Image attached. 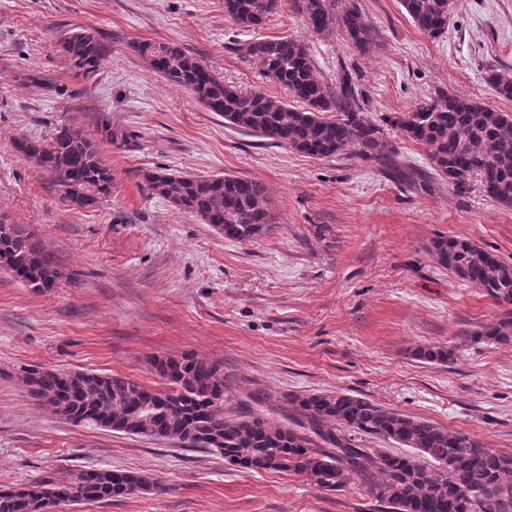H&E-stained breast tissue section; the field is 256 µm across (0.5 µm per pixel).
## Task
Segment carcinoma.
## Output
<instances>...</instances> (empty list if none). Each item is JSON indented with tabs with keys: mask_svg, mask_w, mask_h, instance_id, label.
<instances>
[{
	"mask_svg": "<svg viewBox=\"0 0 512 512\" xmlns=\"http://www.w3.org/2000/svg\"><path fill=\"white\" fill-rule=\"evenodd\" d=\"M315 34L334 32L361 51L374 44V28L356 0L336 14L337 0H295ZM413 24L438 38L448 29L451 0H400ZM279 0H224V15L248 29L263 26ZM76 76H96L112 46L94 27H77L59 41ZM129 50L147 58L169 83L186 89L208 111L274 145L317 158L348 151L397 171L396 150L384 130L365 115L349 76L336 91L320 80L306 44L298 39H256L243 53L257 61L267 78L284 86L297 108L260 91L224 84L217 74L175 43L133 42ZM495 95L512 101V76L490 67L484 73ZM23 81L53 92L60 88L40 72ZM340 113L337 119L324 112ZM406 138L424 145L436 170L460 190L466 178L484 180L486 196L512 209V115L454 93H441L413 110L385 119ZM99 137L90 138L75 122L57 125L48 137L23 136L15 149L51 177L62 199L92 208L112 195V169L101 144L126 145L128 135L104 118ZM142 180L179 210L199 217L224 237L250 242L271 230L267 197L255 182L225 174L193 176L149 170ZM437 262L462 281L500 303L512 305V264L466 239L441 236L431 245ZM0 268L29 288L47 290L64 277L56 255L35 231L0 221ZM480 339L512 343V311L484 328ZM154 389L122 376L35 367L23 375L34 396L75 423L154 440L175 441L220 453L250 471L307 474L320 486L335 488L355 478L386 505L388 512H512V454L486 448L465 434L428 420L384 408L343 392L289 397L293 413L274 421L252 408L224 409V365L194 352L158 359ZM375 438L410 449L393 454L364 448ZM154 478L128 470H78L60 479L41 478L0 491V512H52L65 501L109 503L145 493Z\"/></svg>",
	"mask_w": 512,
	"mask_h": 512,
	"instance_id": "carcinoma-1",
	"label": "carcinoma"
}]
</instances>
